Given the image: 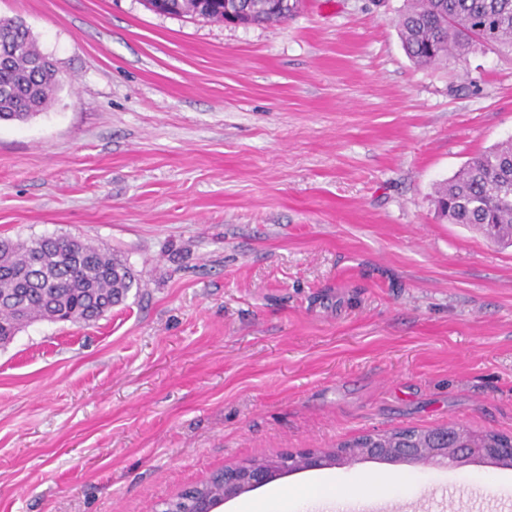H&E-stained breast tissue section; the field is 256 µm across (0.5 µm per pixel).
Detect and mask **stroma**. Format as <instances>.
<instances>
[{
  "instance_id": "stroma-1",
  "label": "stroma",
  "mask_w": 512,
  "mask_h": 512,
  "mask_svg": "<svg viewBox=\"0 0 512 512\" xmlns=\"http://www.w3.org/2000/svg\"><path fill=\"white\" fill-rule=\"evenodd\" d=\"M403 0L243 26L144 0H0L60 81L0 121V240L127 262L90 325L0 347V512H160L213 473L401 428L512 435V246L439 183L512 138V59L414 65ZM415 512H512V467L367 459ZM485 474L494 487L479 484Z\"/></svg>"
}]
</instances>
